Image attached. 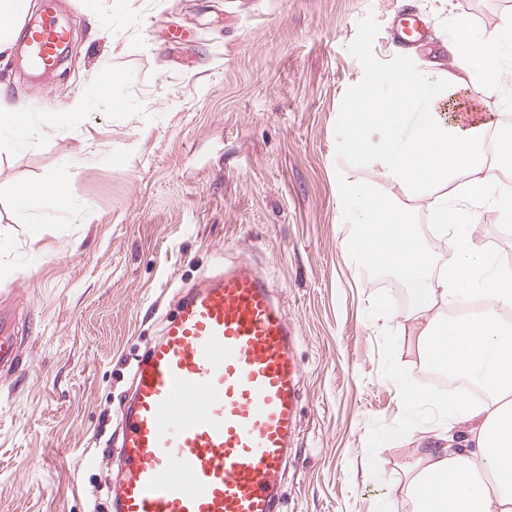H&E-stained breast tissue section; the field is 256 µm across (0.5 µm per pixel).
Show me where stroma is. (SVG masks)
<instances>
[{
  "label": "stroma",
  "instance_id": "obj_1",
  "mask_svg": "<svg viewBox=\"0 0 512 512\" xmlns=\"http://www.w3.org/2000/svg\"><path fill=\"white\" fill-rule=\"evenodd\" d=\"M112 2H98L105 29L88 0H62L71 37L52 72L0 54V100L35 118L31 150L0 151V308L16 314L23 357L0 368V512H112L95 489L117 474L109 443L135 360L179 290L235 262L270 279L298 330L279 512H405L406 466L429 426L401 403L387 349L435 388L411 327L370 309L384 295L409 312L403 285L345 254L356 229L337 207L340 114L368 65H451L453 16L488 30L512 0ZM405 13L423 38L399 47ZM77 95L85 111L55 129ZM59 173L67 209L21 219L14 191Z\"/></svg>",
  "mask_w": 512,
  "mask_h": 512
}]
</instances>
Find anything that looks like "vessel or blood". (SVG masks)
Listing matches in <instances>:
<instances>
[{
	"label": "vessel or blood",
	"mask_w": 512,
	"mask_h": 512,
	"mask_svg": "<svg viewBox=\"0 0 512 512\" xmlns=\"http://www.w3.org/2000/svg\"><path fill=\"white\" fill-rule=\"evenodd\" d=\"M68 34L45 0L24 31L27 62L52 70ZM10 327L0 309L1 368L20 362ZM299 374L295 330L266 277L238 265L202 278L134 369L114 443L116 512H277Z\"/></svg>",
	"instance_id": "b4317fda"
}]
</instances>
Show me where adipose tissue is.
<instances>
[{
	"instance_id": "ef3b65f1",
	"label": "adipose tissue",
	"mask_w": 512,
	"mask_h": 512,
	"mask_svg": "<svg viewBox=\"0 0 512 512\" xmlns=\"http://www.w3.org/2000/svg\"><path fill=\"white\" fill-rule=\"evenodd\" d=\"M451 67L433 63L369 67L341 115L343 150L367 179L338 177L337 203L357 232L351 262L384 268L403 284L418 336L419 364L449 378L475 380V402L452 392L433 398L387 360L404 406L429 409L432 444L407 472L410 512H512V267L473 238L484 212L512 219V194L500 179L512 171V116L499 113L506 87L504 58H512V13L492 31L458 22L448 33ZM395 87L379 95L381 84ZM477 85L485 99L467 96ZM30 113L0 104V149L23 153L33 142ZM66 178L20 188L16 214L30 218L60 208ZM425 203L436 235L452 252L436 266L413 206ZM461 427L466 447L450 435Z\"/></svg>"
}]
</instances>
